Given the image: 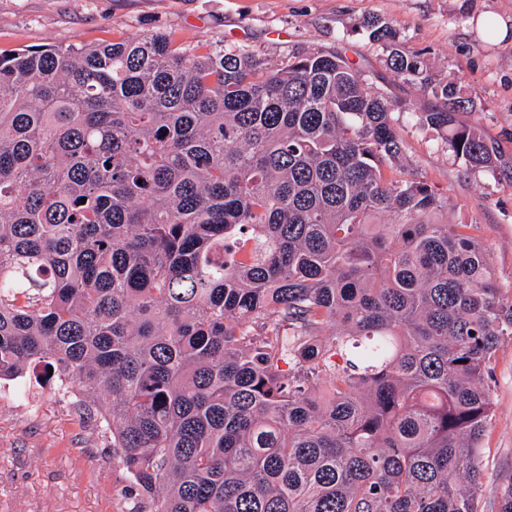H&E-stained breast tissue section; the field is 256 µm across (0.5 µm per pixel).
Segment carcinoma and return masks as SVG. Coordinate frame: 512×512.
Returning <instances> with one entry per match:
<instances>
[{"mask_svg": "<svg viewBox=\"0 0 512 512\" xmlns=\"http://www.w3.org/2000/svg\"><path fill=\"white\" fill-rule=\"evenodd\" d=\"M431 93L420 123L491 166L462 87ZM402 154L339 47L0 53V388L68 397L132 512H476L512 301Z\"/></svg>", "mask_w": 512, "mask_h": 512, "instance_id": "cac0c4a2", "label": "carcinoma"}]
</instances>
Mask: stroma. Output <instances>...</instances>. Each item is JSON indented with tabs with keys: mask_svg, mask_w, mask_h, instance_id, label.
<instances>
[{
	"mask_svg": "<svg viewBox=\"0 0 512 512\" xmlns=\"http://www.w3.org/2000/svg\"><path fill=\"white\" fill-rule=\"evenodd\" d=\"M506 24V41L485 39L481 18ZM388 22L408 50H428L435 78L461 85L473 102L462 121L496 153L490 169H465L435 131L420 128L433 100L387 66V52L362 26ZM166 33L207 50L221 44L275 61L296 51L344 47L367 87L384 94L404 153L447 196L440 219L464 225L485 249L492 277L512 298V0H0V52L43 45L123 42ZM493 418L482 439L478 512H495L512 482V340L492 362ZM128 475L93 425L78 424L45 388L24 405L0 395V512H128Z\"/></svg>",
	"mask_w": 512,
	"mask_h": 512,
	"instance_id": "35a3bbf8",
	"label": "stroma"
}]
</instances>
